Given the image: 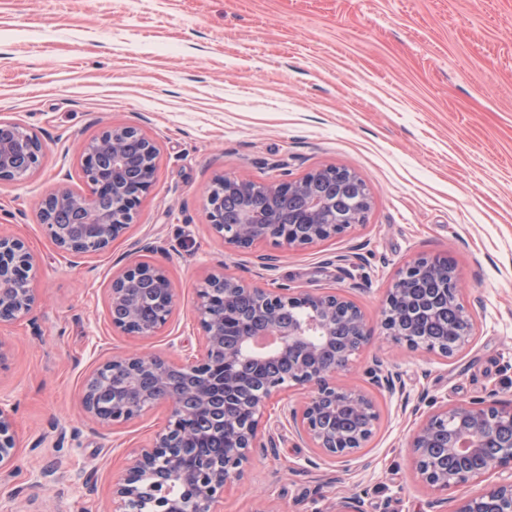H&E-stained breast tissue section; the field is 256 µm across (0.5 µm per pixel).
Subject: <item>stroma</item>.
I'll list each match as a JSON object with an SVG mask.
<instances>
[{"mask_svg":"<svg viewBox=\"0 0 512 512\" xmlns=\"http://www.w3.org/2000/svg\"><path fill=\"white\" fill-rule=\"evenodd\" d=\"M1 118L36 134L43 156L29 179L0 181V235L28 245L37 297L0 327V401L14 409L20 448L0 512H107L113 482L170 410L103 427L83 408L84 381L110 356L186 362L202 343L197 292L210 274L341 293L374 324L418 256L453 262L470 345L446 359L388 340L356 352L340 380L376 405L369 468L318 456L269 418L272 445L251 450L223 512H339L351 497L359 512H453L478 491L438 502L407 442L431 404L512 405V0H0ZM114 124L154 142L156 179L111 248L77 258L46 236L39 204L60 187L84 191L78 148ZM324 166L369 189L366 221L347 236L233 252L210 230L216 177ZM132 261L162 267L174 289L154 336L109 321L112 278ZM377 358L419 410L373 383Z\"/></svg>","mask_w":512,"mask_h":512,"instance_id":"35a3bbf8","label":"stroma"}]
</instances>
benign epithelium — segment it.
<instances>
[{
    "instance_id": "7a95c632",
    "label": "benign epithelium",
    "mask_w": 512,
    "mask_h": 512,
    "mask_svg": "<svg viewBox=\"0 0 512 512\" xmlns=\"http://www.w3.org/2000/svg\"><path fill=\"white\" fill-rule=\"evenodd\" d=\"M0 181H23L40 166L42 145L27 141L19 125L0 120ZM156 146L140 128L109 126L98 142L85 143L80 152L81 170L94 190L86 195L68 189L48 194L40 203V215L49 238L72 255L106 250L134 222L142 198L155 178ZM138 185L130 195L127 186ZM358 193L369 207L362 179L335 166L312 169L298 179L259 182L235 175L224 176V189L209 191L206 209L211 230L234 251L249 250L272 241L280 247L305 248L342 238L362 224L363 216L348 224L324 219L336 211V188ZM282 194H297L305 211L286 227L276 219L256 222L255 199L269 203ZM112 199V210L99 208L101 196ZM435 267L444 278L446 298L458 306L456 321L448 326L456 350L472 340L469 311L461 302L464 287L451 263L420 256L400 272L401 283ZM32 255L19 238L0 235V325L30 314L36 296L26 277ZM153 282L159 304L155 316L143 314V299L129 288L133 279ZM404 289L391 287L381 321L373 325L345 296L334 293H285L247 284L224 273L212 274L198 293L197 317L203 345L186 364H175L153 354L109 357L89 374L84 383L83 404L99 424L114 427L138 418L146 409L166 405L171 410L167 425L153 441L137 449L125 474L112 486L111 512H214L224 489L242 477L250 449L261 446L260 425L264 406L284 389L270 383L257 396L251 417L231 433L224 447L219 441L207 455L188 448L196 436L195 421L211 415L216 406L224 411L221 424L237 421L231 409V387L245 363L262 365L288 357V383L308 391L297 406H281L277 422L288 424L299 439L329 459L349 462L372 435L366 418L376 414L372 399L362 390L337 383L351 356L383 336L410 349L418 348L407 331L399 329V310ZM243 293L259 305L254 324L242 323L234 304ZM308 306L314 318L296 323L286 310ZM174 293L164 269L130 264L112 278L108 311L112 327L133 337H149L163 329L173 313ZM374 383L391 394L409 400L399 375L376 362ZM349 408L361 422L338 431L327 423L336 412ZM512 408L495 402H470L443 406L428 413L410 435L408 448L423 482L435 493L447 496L457 488L482 479L493 469L512 471ZM17 456L12 415L0 405V478L13 473ZM454 512H512V481L484 485L459 501Z\"/></svg>"
}]
</instances>
